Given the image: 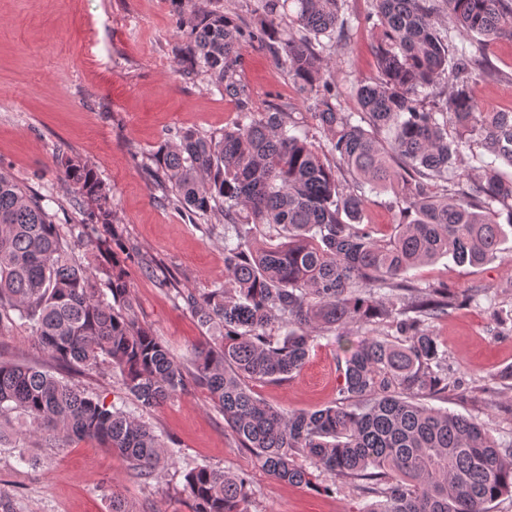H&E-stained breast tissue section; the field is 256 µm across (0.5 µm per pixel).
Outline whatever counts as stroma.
<instances>
[{"label":"stroma","mask_w":512,"mask_h":512,"mask_svg":"<svg viewBox=\"0 0 512 512\" xmlns=\"http://www.w3.org/2000/svg\"><path fill=\"white\" fill-rule=\"evenodd\" d=\"M374 0H343L344 37L330 55L339 109L359 111L354 85L375 81L370 17ZM182 42L171 0H0V170L44 197L62 229L81 214L62 183L55 154L80 157L111 187L116 223L123 229L137 316L180 359L207 336L197 319L150 273L162 263L179 287L204 289L224 281V221L191 220L159 200L142 163L176 131H223L237 106L203 77L183 74ZM493 63L472 85L484 112L512 110V39L486 49ZM242 79L253 111L281 109L301 118L306 108L292 79L258 44L243 48ZM413 283H442L467 300L435 321L432 330L448 353V390L430 406L489 423L512 445V381L482 387L512 366V329L497 328L494 313H512V239L499 258L472 267L451 258L408 273ZM348 342L361 330L347 327ZM315 337L299 373L272 383L254 380L252 392L284 411H314L335 402L347 344ZM0 361L47 364L27 326L0 325ZM59 377L106 405L133 414L178 454L154 478L132 476L116 454L91 440L65 444L39 439L32 463L0 445V512H112L122 499L129 512H192L185 474L211 465L250 477L251 512H361L364 496L352 486L333 495L272 478L240 448L206 390L194 387L154 409L142 408L109 365Z\"/></svg>","instance_id":"obj_1"}]
</instances>
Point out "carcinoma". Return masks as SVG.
<instances>
[{"instance_id": "cac0c4a2", "label": "carcinoma", "mask_w": 512, "mask_h": 512, "mask_svg": "<svg viewBox=\"0 0 512 512\" xmlns=\"http://www.w3.org/2000/svg\"><path fill=\"white\" fill-rule=\"evenodd\" d=\"M171 2L186 75L204 77L239 111L219 135L179 132L142 166L167 204L194 220L224 217V283L175 289L208 340L185 364L139 322L112 190L64 153L54 162L83 207L80 234H92L98 264L77 262L55 215L0 171V323L17 314L56 366L111 364L145 409L207 389L239 445L280 482L315 485L308 460L330 477L323 493L350 483L375 497L362 512H487L512 493V448L486 424L425 403L448 389V355L431 323L455 296L410 285L406 274L446 256L482 265L512 229V209L503 225L492 207L512 200V175L496 166L512 168V112L480 111L470 88L492 68L487 43L512 37V0H444L448 21L479 40L456 59L452 94L430 109L448 68L434 5L375 0L380 77L356 86L357 114L338 111L333 72L314 45L323 36L322 48L334 47L341 0H262L264 18L249 30L195 0ZM254 41L288 72L327 133L324 149L287 113L251 111L242 48ZM381 128L390 141L376 138ZM471 142L492 156L474 179L456 166ZM340 168L351 182L338 180ZM393 188L402 220L381 235L361 224L365 190ZM352 322L373 328L338 366L336 402L285 413L254 396L249 381L287 379L314 334L340 342ZM385 323L395 337L377 331ZM11 412L30 420L15 440L24 462L27 443L44 435L94 439L144 481L174 456L145 423L51 371L0 362V418ZM249 484L244 473L204 465L186 473L184 491L192 512H250Z\"/></svg>"}]
</instances>
